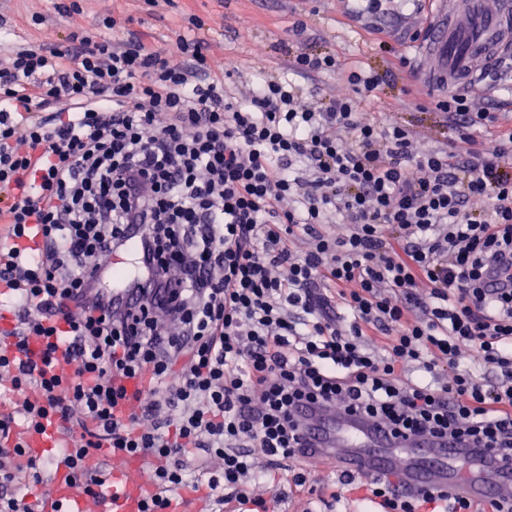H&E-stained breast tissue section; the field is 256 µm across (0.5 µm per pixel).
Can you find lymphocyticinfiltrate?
Wrapping results in <instances>:
<instances>
[{"label": "lymphocytic infiltrate", "mask_w": 512, "mask_h": 512, "mask_svg": "<svg viewBox=\"0 0 512 512\" xmlns=\"http://www.w3.org/2000/svg\"><path fill=\"white\" fill-rule=\"evenodd\" d=\"M205 51L78 30L0 58V512L46 484L21 434L51 428L86 496L139 457L141 512L262 510L307 404L512 465V288L484 286L512 257V128L474 140L496 117L452 93L465 149L421 150L360 112L378 73L321 106L295 79L337 61L300 54L239 99ZM133 225L139 298L116 309L95 294ZM393 484L365 485L383 512H473Z\"/></svg>", "instance_id": "obj_1"}]
</instances>
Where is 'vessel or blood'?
Listing matches in <instances>:
<instances>
[{
  "instance_id": "1",
  "label": "vessel or blood",
  "mask_w": 512,
  "mask_h": 512,
  "mask_svg": "<svg viewBox=\"0 0 512 512\" xmlns=\"http://www.w3.org/2000/svg\"><path fill=\"white\" fill-rule=\"evenodd\" d=\"M512 61V0H437L425 37L414 51L426 90L443 87L458 92L479 90L491 66ZM138 270L112 264L102 279L103 300L125 305L135 294ZM301 432L316 456L333 460L339 477L362 481L397 471L399 490L413 495L426 488L480 500L512 496V468L479 449L445 438L398 439L379 426L329 409L305 410L297 417ZM32 451L49 463L48 512L55 503L66 512H140L147 487L143 460H130L112 475L103 500L82 495L69 479L65 462L54 454L55 439L27 435Z\"/></svg>"
}]
</instances>
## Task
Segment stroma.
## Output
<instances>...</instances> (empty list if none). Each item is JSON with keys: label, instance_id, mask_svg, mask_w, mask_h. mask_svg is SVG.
Here are the masks:
<instances>
[{"label": "stroma", "instance_id": "obj_1", "mask_svg": "<svg viewBox=\"0 0 512 512\" xmlns=\"http://www.w3.org/2000/svg\"><path fill=\"white\" fill-rule=\"evenodd\" d=\"M430 8L429 0H383L376 9L359 0L351 13L340 0H0V53L49 39L63 42L79 27L117 41L135 30L165 48L194 16L201 22L195 35L209 45L213 73L223 74L225 59L234 60L227 81L232 90L281 75L294 55H331L340 71L303 80L304 91H317L327 104L348 91L343 70L386 73L379 89L361 98L360 111L380 124L396 121L432 148L457 135L427 100L422 84L407 81L398 64L417 35L402 18ZM109 18L114 27H106ZM471 99L475 108L500 113L502 124L512 123V71L502 70Z\"/></svg>", "mask_w": 512, "mask_h": 512}]
</instances>
